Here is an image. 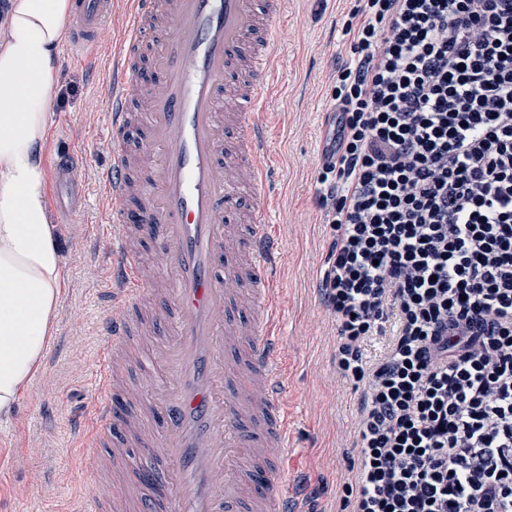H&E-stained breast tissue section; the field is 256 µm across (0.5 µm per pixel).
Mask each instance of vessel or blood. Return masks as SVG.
<instances>
[{
	"mask_svg": "<svg viewBox=\"0 0 512 512\" xmlns=\"http://www.w3.org/2000/svg\"><path fill=\"white\" fill-rule=\"evenodd\" d=\"M288 0H129L105 91L111 159L98 166L107 220L97 233L112 311L92 372L84 449L129 439L158 458L141 482L163 483L140 512H296L283 481L293 429L279 288L284 254L271 212L278 164L261 114L281 59L274 43ZM112 0H75L65 41L92 61ZM150 46L159 86L138 80ZM146 139L129 152L126 135ZM80 152L53 162L58 215L79 213L87 191ZM151 240L149 266L131 234ZM165 332L149 350L142 320ZM161 368L134 408L121 384L131 362Z\"/></svg>",
	"mask_w": 512,
	"mask_h": 512,
	"instance_id": "obj_1",
	"label": "vessel or blood"
}]
</instances>
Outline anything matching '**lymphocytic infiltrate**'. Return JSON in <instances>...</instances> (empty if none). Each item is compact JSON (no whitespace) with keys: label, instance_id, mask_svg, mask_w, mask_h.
Segmentation results:
<instances>
[{"label":"lymphocytic infiltrate","instance_id":"obj_1","mask_svg":"<svg viewBox=\"0 0 512 512\" xmlns=\"http://www.w3.org/2000/svg\"><path fill=\"white\" fill-rule=\"evenodd\" d=\"M330 87L340 512H512V0H355Z\"/></svg>","mask_w":512,"mask_h":512}]
</instances>
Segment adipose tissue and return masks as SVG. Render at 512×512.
<instances>
[{
	"mask_svg": "<svg viewBox=\"0 0 512 512\" xmlns=\"http://www.w3.org/2000/svg\"><path fill=\"white\" fill-rule=\"evenodd\" d=\"M71 0H9L0 35V413L36 372L62 286L43 150Z\"/></svg>",
	"mask_w": 512,
	"mask_h": 512,
	"instance_id": "1",
	"label": "adipose tissue"
}]
</instances>
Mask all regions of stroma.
<instances>
[{
  "mask_svg": "<svg viewBox=\"0 0 512 512\" xmlns=\"http://www.w3.org/2000/svg\"><path fill=\"white\" fill-rule=\"evenodd\" d=\"M96 66L59 55V90L50 113L44 160L66 141L80 146L81 177L89 202L75 223L53 227L63 287L54 331L40 367L6 415H0V512H74L95 491L121 495L124 512H136L143 496L129 474L118 472L111 453L87 464L76 421L93 397L91 369L102 338L100 319L112 310L103 291L106 270L92 227L106 214L97 187V165L108 159L102 137L103 94L111 72L113 41L121 35L122 0ZM338 0H289L277 51L283 83L269 98L273 149L283 192L277 205L285 267L280 287L288 345V412L294 426L288 450V491L301 512H334L336 487L356 451L338 447L336 432L354 424L361 391L336 386L334 338L318 288L317 272L328 248L327 227L316 186L325 142L323 111L331 56L341 26Z\"/></svg>",
  "mask_w": 512,
  "mask_h": 512,
  "instance_id": "stroma-1",
  "label": "stroma"
}]
</instances>
